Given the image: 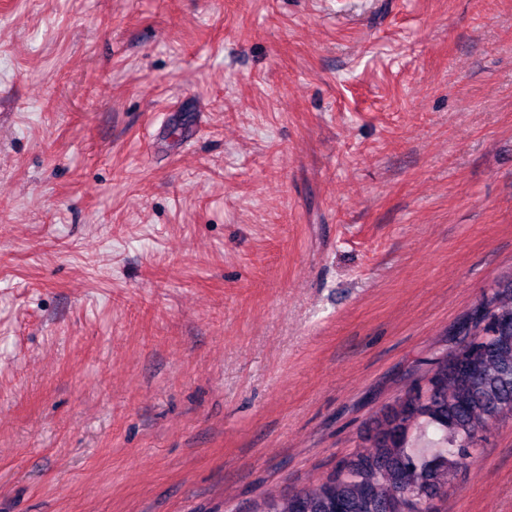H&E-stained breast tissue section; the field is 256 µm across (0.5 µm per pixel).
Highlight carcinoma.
I'll return each mask as SVG.
<instances>
[{"label":"carcinoma","instance_id":"obj_1","mask_svg":"<svg viewBox=\"0 0 512 512\" xmlns=\"http://www.w3.org/2000/svg\"><path fill=\"white\" fill-rule=\"evenodd\" d=\"M482 320L430 362L426 396L407 395L384 414L367 449L310 488L270 496L254 512H429L442 478L470 465L480 433L512 418V278L472 308Z\"/></svg>","mask_w":512,"mask_h":512}]
</instances>
